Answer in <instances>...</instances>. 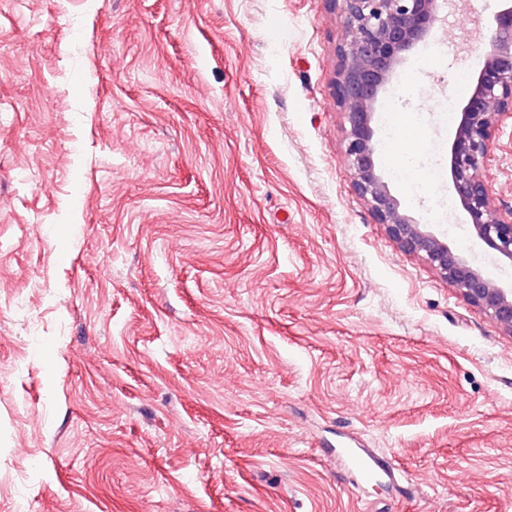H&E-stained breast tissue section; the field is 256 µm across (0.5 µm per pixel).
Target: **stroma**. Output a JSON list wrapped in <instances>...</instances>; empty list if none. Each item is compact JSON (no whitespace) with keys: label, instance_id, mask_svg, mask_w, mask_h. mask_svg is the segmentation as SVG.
Masks as SVG:
<instances>
[{"label":"stroma","instance_id":"1","mask_svg":"<svg viewBox=\"0 0 512 512\" xmlns=\"http://www.w3.org/2000/svg\"><path fill=\"white\" fill-rule=\"evenodd\" d=\"M458 0L393 85L407 212L448 196ZM328 0H0V512H512V335L351 188ZM486 177L512 202V123ZM354 438L398 482L336 463Z\"/></svg>","mask_w":512,"mask_h":512}]
</instances>
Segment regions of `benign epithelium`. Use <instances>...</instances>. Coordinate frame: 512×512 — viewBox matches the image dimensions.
I'll list each match as a JSON object with an SVG mask.
<instances>
[{"mask_svg":"<svg viewBox=\"0 0 512 512\" xmlns=\"http://www.w3.org/2000/svg\"><path fill=\"white\" fill-rule=\"evenodd\" d=\"M340 14L333 81L342 112L345 157L354 192L404 250L420 256L472 306L512 335V287L506 288L401 208L380 174L373 127L385 87L440 21L442 0H331ZM482 66L460 109L450 147V189L471 235L512 265V204L492 200L484 176L495 129L512 119V8L493 14Z\"/></svg>","mask_w":512,"mask_h":512,"instance_id":"obj_1","label":"benign epithelium"}]
</instances>
